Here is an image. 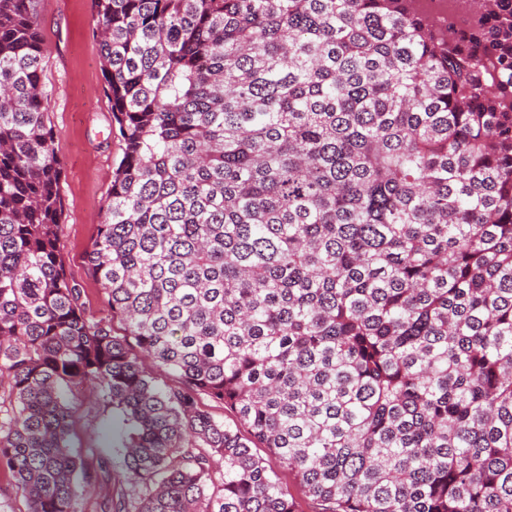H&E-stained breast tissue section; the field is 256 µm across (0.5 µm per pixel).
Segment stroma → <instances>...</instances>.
<instances>
[{
	"instance_id": "stroma-1",
	"label": "stroma",
	"mask_w": 512,
	"mask_h": 512,
	"mask_svg": "<svg viewBox=\"0 0 512 512\" xmlns=\"http://www.w3.org/2000/svg\"><path fill=\"white\" fill-rule=\"evenodd\" d=\"M39 26L45 46L42 81L52 93L50 117L59 132L54 149L63 167L61 252L67 273L94 307L99 286L84 253L102 220L121 150L110 132L112 114L102 92L91 0H40ZM64 398L77 408L74 453L91 469L99 455H106L112 472H122L128 430L122 416L85 388L65 390Z\"/></svg>"
}]
</instances>
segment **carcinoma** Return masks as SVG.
<instances>
[{"label": "carcinoma", "mask_w": 512, "mask_h": 512, "mask_svg": "<svg viewBox=\"0 0 512 512\" xmlns=\"http://www.w3.org/2000/svg\"><path fill=\"white\" fill-rule=\"evenodd\" d=\"M91 0L121 157L84 261L39 0H0V462L82 512L62 387L130 424L100 512H512V0ZM147 358L175 373L158 389ZM209 400L236 418L217 420ZM416 4L428 16L445 24H448V15L453 16L458 24L468 18L463 0H417ZM253 452L267 461L271 469L274 471V478L279 482L284 490L293 496L296 500L298 512H317L319 506L305 493L299 482L293 474L283 469L268 455L265 448H255Z\"/></svg>", "instance_id": "1"}]
</instances>
